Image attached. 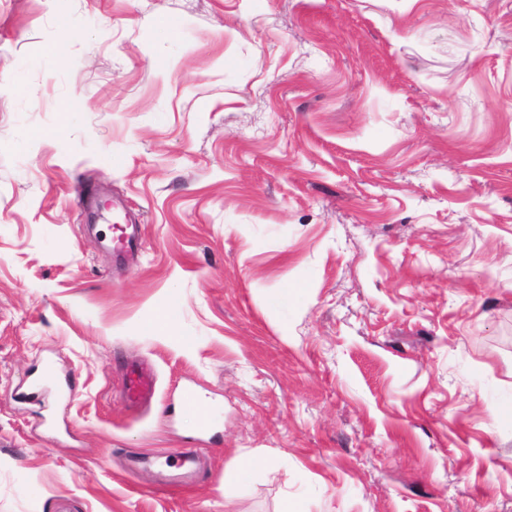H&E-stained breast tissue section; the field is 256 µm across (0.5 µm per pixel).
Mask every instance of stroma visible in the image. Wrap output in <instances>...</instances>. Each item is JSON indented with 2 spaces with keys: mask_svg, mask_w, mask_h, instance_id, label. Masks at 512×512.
Instances as JSON below:
<instances>
[{
  "mask_svg": "<svg viewBox=\"0 0 512 512\" xmlns=\"http://www.w3.org/2000/svg\"><path fill=\"white\" fill-rule=\"evenodd\" d=\"M287 497L512 512V0H0V512ZM155 390L156 378L152 371L139 367L129 370L124 396L131 404L149 401L154 396ZM182 401L184 414L190 418H197L201 432H207L213 423V418L210 411L197 400L193 390L185 389L182 394Z\"/></svg>",
  "mask_w": 512,
  "mask_h": 512,
  "instance_id": "1",
  "label": "stroma"
}]
</instances>
